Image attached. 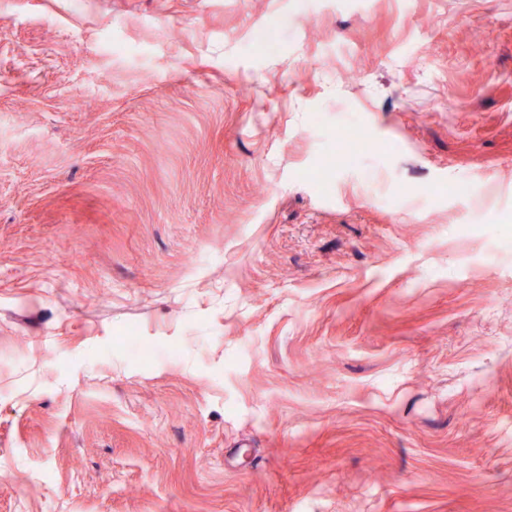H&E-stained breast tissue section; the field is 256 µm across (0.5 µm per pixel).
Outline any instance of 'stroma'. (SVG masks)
Instances as JSON below:
<instances>
[{"label": "stroma", "instance_id": "stroma-1", "mask_svg": "<svg viewBox=\"0 0 512 512\" xmlns=\"http://www.w3.org/2000/svg\"><path fill=\"white\" fill-rule=\"evenodd\" d=\"M0 70V512H512V0H0Z\"/></svg>", "mask_w": 512, "mask_h": 512}]
</instances>
